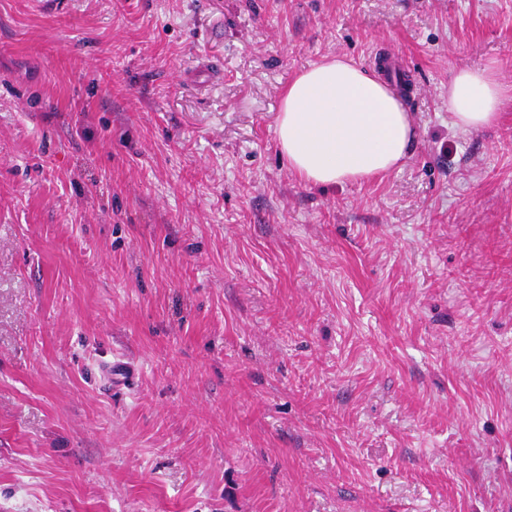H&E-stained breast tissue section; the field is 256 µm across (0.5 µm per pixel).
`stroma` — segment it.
Instances as JSON below:
<instances>
[{
  "label": "stroma",
  "instance_id": "35a3bbf8",
  "mask_svg": "<svg viewBox=\"0 0 512 512\" xmlns=\"http://www.w3.org/2000/svg\"><path fill=\"white\" fill-rule=\"evenodd\" d=\"M0 0V512H512V0ZM340 55L417 139L294 176ZM127 364L116 385L109 366ZM276 136L291 172L327 187L390 172L407 157L416 128L400 94L376 72L333 56L288 81ZM510 89L493 63L458 71L448 82V106L456 128L472 132L496 124L502 98Z\"/></svg>",
  "mask_w": 512,
  "mask_h": 512
}]
</instances>
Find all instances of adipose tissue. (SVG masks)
Listing matches in <instances>:
<instances>
[{"label":"adipose tissue","instance_id":"ef3b65f1","mask_svg":"<svg viewBox=\"0 0 512 512\" xmlns=\"http://www.w3.org/2000/svg\"><path fill=\"white\" fill-rule=\"evenodd\" d=\"M506 92L494 64L458 71L448 83L456 128L472 132L496 124ZM276 136L291 172L327 187L390 172L407 157L416 128L400 94L376 72L333 56L289 80Z\"/></svg>","mask_w":512,"mask_h":512}]
</instances>
